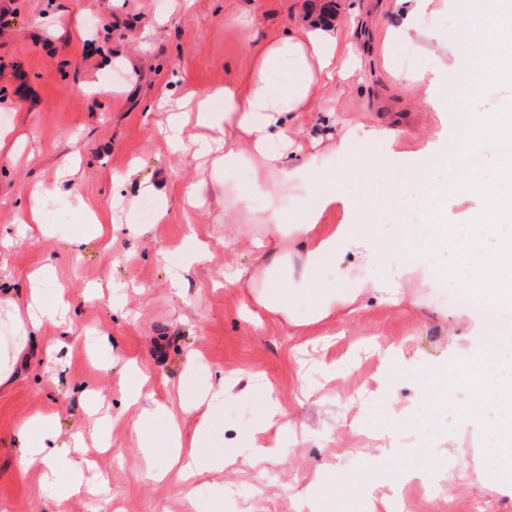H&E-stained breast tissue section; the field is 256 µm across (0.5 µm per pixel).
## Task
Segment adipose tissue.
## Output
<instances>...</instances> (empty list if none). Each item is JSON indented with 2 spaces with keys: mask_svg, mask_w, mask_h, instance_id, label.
I'll use <instances>...</instances> for the list:
<instances>
[{
  "mask_svg": "<svg viewBox=\"0 0 512 512\" xmlns=\"http://www.w3.org/2000/svg\"><path fill=\"white\" fill-rule=\"evenodd\" d=\"M396 6L403 16L398 37L407 46H414L420 38L448 45L455 52L454 66L474 75L476 85L489 87L500 82L506 62L512 60V39L503 36L504 30H512V0H468L456 13L457 26L445 31L423 24L425 16L440 13L441 0H396ZM463 42L469 45V53H459L458 47ZM362 55L360 45L344 44L332 24L315 21L301 33L261 44L243 85L225 86L215 97H202L196 103L201 125L223 126L232 131L231 137L224 140L223 156L215 162L217 171L228 175L244 168L251 175L250 191L235 199V207L250 209L255 197L264 202L262 221L270 230L251 241L253 252L263 263L257 302L269 312L284 314L293 296H305L310 290L318 293L328 309L340 298L335 279L322 275L308 279L298 291H291L284 274L288 256L282 250V239L290 233L305 248L307 265L311 268L320 266L324 259L343 256L355 247H369L372 260L385 268V288L389 291L400 289L404 273L422 257L439 250L449 251L455 262L447 268L448 280L465 285L491 303L505 298L512 290V259L504 258L497 250L488 252L480 246L470 247L469 242L477 230L502 220L505 206L512 204V177L496 169L460 171L438 142H427L413 161L402 168L400 176L382 174L367 181L370 204L390 215L423 210L431 208L443 194L465 186L481 193L484 199L478 224L451 233L436 224H404L396 236L388 239L380 238L375 225L363 226L353 220L326 230L321 228L325 214L339 207L350 210L352 202L347 186L356 182L357 177L347 171L316 174L309 160L299 166L290 165L288 157L295 142L288 121L320 108L317 89L344 80ZM400 79L411 93H424V102L432 111H440L447 98L451 99L455 111L466 112L471 107L469 98L458 87L448 86L440 71L412 70L401 74ZM216 97L223 100V111H214L211 102ZM241 136L250 141V151L238 147L237 139ZM307 180L314 182L315 192L304 203L305 220L289 225L281 211V202L295 194ZM59 311L56 305L36 304L27 319H15L8 332L0 331V382L8 378L11 354L22 350L42 319L55 317ZM461 363L472 375L473 383L467 387L459 384L449 368L442 371L416 368L412 374L423 382L434 380L446 384L448 401L458 404L464 418H485L489 400L503 393L512 378L501 367L494 346L481 340L463 355ZM128 372L134 382L125 387L124 395L128 407L136 412L134 427L142 434L146 451L160 446L168 448L170 465L181 481L210 465L223 464L224 450L215 443L213 433L222 419L224 398L230 391L228 384L198 394L193 389L192 370H185L179 389L187 400L181 408L199 415L197 428L187 440L172 421V407L144 392L143 373L136 364H129ZM272 394V385L262 384L248 445L253 455L279 458L284 456V449L267 447L258 441L266 426L289 425L286 413ZM159 419L170 422L161 440L148 434ZM20 445L26 466L44 469L40 492L54 506H62L75 493L95 494V487L85 483L82 471L61 451L57 431L49 419L30 420L21 432Z\"/></svg>",
  "mask_w": 512,
  "mask_h": 512,
  "instance_id": "1",
  "label": "adipose tissue"
}]
</instances>
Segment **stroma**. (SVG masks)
<instances>
[{
    "instance_id": "1",
    "label": "stroma",
    "mask_w": 512,
    "mask_h": 512,
    "mask_svg": "<svg viewBox=\"0 0 512 512\" xmlns=\"http://www.w3.org/2000/svg\"><path fill=\"white\" fill-rule=\"evenodd\" d=\"M16 16L0 29V307L8 320L25 304L33 275L45 270L42 299L64 298V321L42 322L0 384V512H54L39 491L42 471L26 467L18 431L31 417H51L71 460L96 495L78 494L66 512H321L322 485L336 468L362 467L380 445L401 468L434 461L437 485L413 481L371 492V508L353 498L336 512H512V484L486 490L475 469L495 457L482 426L464 425L452 405L434 397L405 368L387 370L377 345L399 347L406 362L442 365L466 351L479 326L475 311L450 307L434 267L452 258L435 253L416 264L401 287L400 306L376 290L383 268L359 253L336 264L349 310L310 321L316 293L274 316L258 304L260 261L247 246L267 225L255 213L225 210L209 195L205 206L185 201L188 186L212 183L210 163L171 150L159 133L169 110L187 94L202 97L243 83L258 45L299 32L308 14L336 12L343 40L360 41V75L318 90L324 109L289 123L303 154L350 171L390 169L384 149L337 154L340 141L364 126L401 134L404 150L447 132L448 112H432L396 80L390 45L401 22L393 0H13ZM120 79L105 86L106 75ZM64 184V195L32 194L35 185ZM167 199L163 217L141 211L154 192ZM38 209L43 224L24 230L19 218ZM103 234L89 233L91 217ZM195 237L205 258L186 263L183 243ZM248 268L251 280L228 285L225 273ZM137 360L155 399L177 395L188 358L195 390L235 379L218 436L239 453L253 417L246 391L270 382L294 426L271 429L285 457L235 461L196 474L188 483H160L164 450L145 454L124 407L122 364L106 343ZM60 346L57 358L46 349ZM104 397L89 411L82 387ZM372 392L363 411L359 395ZM109 418L108 450H100L98 417Z\"/></svg>"
}]
</instances>
